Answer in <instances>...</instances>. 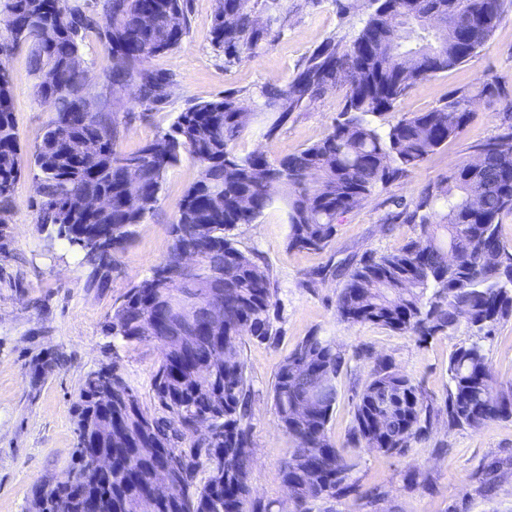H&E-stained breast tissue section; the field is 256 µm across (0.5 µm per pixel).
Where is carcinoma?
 <instances>
[{
    "instance_id": "cac0c4a2",
    "label": "carcinoma",
    "mask_w": 512,
    "mask_h": 512,
    "mask_svg": "<svg viewBox=\"0 0 512 512\" xmlns=\"http://www.w3.org/2000/svg\"><path fill=\"white\" fill-rule=\"evenodd\" d=\"M218 0L214 43L233 63L251 54L282 22L277 0ZM353 43L340 49L328 41L309 58L285 90L265 92L273 118L267 135L318 90L345 80L349 86L341 119L319 142L275 163L259 154L240 156L234 143L246 129L245 110L224 96L179 113L169 132L140 146L141 209L123 204L131 173L116 163L119 122L114 102L101 97L96 112L78 109L65 83L87 92L82 57L84 34L98 32L108 47L109 80L122 86L142 81L144 101L163 100L164 72L144 63L174 49L187 25L188 0H104L103 18L62 0H12V39L0 43V57L26 44L37 76V94L54 97L55 117L33 153L41 174L40 223L83 253L92 270L88 288H103L112 253L123 250L134 226L157 202L165 172L187 153L199 178L186 191L171 225L170 244L153 272L166 271L172 287L148 286L147 276L132 286L115 308L109 333L125 341H169L152 376L161 409L145 408L134 388L112 372V390L129 392L137 411L116 399L101 398L97 380L87 378L74 404L77 449L74 481L37 487L44 512H273L272 503L251 496L253 387L242 353V339L273 341L270 318L274 292L269 270L241 251L229 235L251 224L273 203L272 180L285 189L288 245L321 250L332 240L337 218L357 207L379 183L420 165L472 120V97L457 90L443 106L405 117L385 131L370 117L393 109L418 80L465 63L490 40L502 11L501 0H372ZM451 15L469 32L467 49L455 32L434 36L410 13ZM153 24H142L143 15ZM19 140L10 82L0 61V213L13 208L20 177ZM474 165L464 163L448 178L426 189L408 222L417 238L400 249L369 255L343 273L336 314L350 324L376 323L426 341L452 334L465 324L477 339L455 347L448 360L446 410L451 426L479 427L512 419V386L497 383L482 337L512 318V250L503 242V216L512 214V125L475 146ZM76 195H105V212L74 209ZM451 240L453 257L439 242ZM204 251L200 285L221 304L220 326L206 310L197 312L201 329L185 341L170 326L181 287L185 254ZM344 354L336 343L313 333L280 365L273 401L282 430L291 440L281 461L282 482L294 486L297 512H312L324 500L356 490L354 458L328 435L337 398L336 384L325 389L304 420L294 407L319 373L337 378ZM434 413L432 401L408 374L377 359L357 395L353 442L369 450L404 455L424 438ZM208 422L209 431L199 427ZM112 454V477L88 474L83 449ZM182 466L183 478L167 497L154 496L161 462Z\"/></svg>"
}]
</instances>
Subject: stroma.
Segmentation results:
<instances>
[{
  "label": "stroma",
  "instance_id": "35a3bbf8",
  "mask_svg": "<svg viewBox=\"0 0 512 512\" xmlns=\"http://www.w3.org/2000/svg\"><path fill=\"white\" fill-rule=\"evenodd\" d=\"M284 27L274 29L251 56L225 65L212 43L216 0H189L187 27L171 51L151 57L148 68L169 74L165 98L154 105L138 99L135 84L111 88L107 50L97 34L84 41L90 97L110 95L121 122L120 150L132 152L167 131L180 112L220 96H234L249 120L237 140V154L254 152L276 160L319 140L335 124L346 101V83L325 88L291 112L274 135L263 93L283 90L309 56L326 41L348 48L373 10L371 0H279ZM21 151V177L13 209L0 216V512H29L34 490L64 481L77 445L73 406L90 373L117 368L149 411H157L152 375L161 358L157 342L126 343L107 328L115 308L134 284L150 275L170 242L178 204L197 180L189 158L170 168L154 210L134 228L124 250L113 257L106 287L90 288L91 268L82 253L60 239L55 226L39 222L35 206L38 172L32 153L52 120L55 107L36 92L28 46L5 59ZM496 82L499 97L476 96L473 119L462 135L430 154L407 176L377 186L356 208L336 221V233L322 250L288 245L282 200H275L252 224L236 226V246L258 257L271 275V317L276 340L243 338L242 350L255 392L251 423L254 464L250 485L255 497L283 501L280 462L290 445L278 424L272 389L281 362L310 333L333 339L345 357L336 380L338 396L328 430L338 445L348 443L356 394L374 359L391 362L411 375L432 400L436 414L428 433L403 455L352 449V473L359 493L317 503L313 512H512V420L481 427H452L445 401L448 357L471 338L467 327L425 342L373 323L352 325L336 314V295L344 280L336 268L350 267L366 253L381 255L416 237L419 228L402 218L429 186L463 162L474 159V145L512 123V0L491 39L462 65L417 81L394 109L374 117L381 129L399 119L440 107L449 94ZM491 371L498 383L512 384V319L498 324L486 340ZM51 362L43 375L34 366ZM418 472L416 482L407 475Z\"/></svg>",
  "mask_w": 512,
  "mask_h": 512
}]
</instances>
